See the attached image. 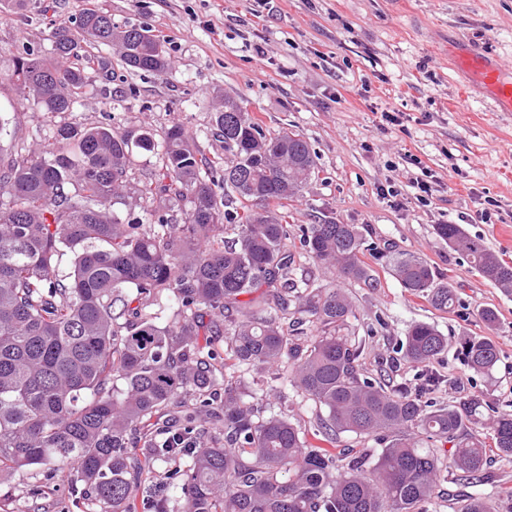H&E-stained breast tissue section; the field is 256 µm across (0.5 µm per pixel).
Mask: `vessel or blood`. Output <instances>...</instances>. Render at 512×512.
Listing matches in <instances>:
<instances>
[{
  "label": "vessel or blood",
  "mask_w": 512,
  "mask_h": 512,
  "mask_svg": "<svg viewBox=\"0 0 512 512\" xmlns=\"http://www.w3.org/2000/svg\"><path fill=\"white\" fill-rule=\"evenodd\" d=\"M450 60L457 70L469 75L500 111L512 112V70L506 69L497 56L455 49Z\"/></svg>",
  "instance_id": "1"
}]
</instances>
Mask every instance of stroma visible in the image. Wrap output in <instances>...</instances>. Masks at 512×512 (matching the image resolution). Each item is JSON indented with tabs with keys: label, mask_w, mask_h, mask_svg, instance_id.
I'll list each match as a JSON object with an SVG mask.
<instances>
[{
	"label": "stroma",
	"mask_w": 512,
	"mask_h": 512,
	"mask_svg": "<svg viewBox=\"0 0 512 512\" xmlns=\"http://www.w3.org/2000/svg\"><path fill=\"white\" fill-rule=\"evenodd\" d=\"M38 10H17L0 0V52L30 47L49 54V35L73 25L91 7L116 25H139L164 39L170 71L140 75L123 69L116 50L94 57L93 91L77 111L47 118L20 103L14 83L0 80V110L18 136L44 140L53 124L90 125L114 115L121 128L164 130L182 123L203 154L221 152L213 117L225 99L236 100L265 129L296 130L317 156L319 176L288 204L289 224L333 217L365 227L376 244L420 254L456 290L459 303L439 310L405 292L384 261L364 255L374 285L346 283L367 333L363 362L380 368L408 327L435 325L450 346L431 369L446 377L433 395L446 404L489 391L499 410L512 411V295L486 281L435 232L459 224L512 264V112L494 111L481 96L461 97L448 66L458 42L499 56L512 68V0H37ZM404 114L402 125L382 123L385 111ZM431 178V204L420 203L415 181ZM395 184L400 206L380 194ZM496 201L494 223H482L485 200ZM499 323L488 328L482 309ZM473 336L500 349L496 386L473 372L458 353ZM496 486L447 482L428 512H451L472 496L497 502L512 489V462L494 459ZM498 504L512 512V504Z\"/></svg>",
	"instance_id": "obj_1"
}]
</instances>
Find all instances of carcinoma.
Returning a JSON list of instances; mask_svg holds the SVG:
<instances>
[{"label": "carcinoma", "mask_w": 512, "mask_h": 512, "mask_svg": "<svg viewBox=\"0 0 512 512\" xmlns=\"http://www.w3.org/2000/svg\"><path fill=\"white\" fill-rule=\"evenodd\" d=\"M80 39L119 47L131 73L170 67L160 36L87 9L52 32L53 57L1 54L0 77L37 111L69 112L88 89ZM215 135L224 154L212 157L181 124L160 137L64 124L35 147L13 141L0 113V142L12 141L0 145V473L73 471L98 512H134L164 465L176 507L156 512H427L450 476L491 483L489 457L512 459V413L484 394L433 401L442 378L429 364L448 338L426 322L409 326L394 363L415 371L412 386L368 371L351 296L297 280L285 212L239 200L299 196L318 174L308 142L264 130L231 100ZM140 153L159 165L138 179ZM143 200L141 217L132 203ZM436 233L512 294V265L481 239L459 224ZM299 242L343 280L373 286L361 259L371 251L410 295L437 309L456 303L424 258L379 251L358 224H310ZM461 351L494 379L491 338ZM276 386L279 400L287 389L319 413L263 403ZM312 431L352 444L311 448Z\"/></svg>", "instance_id": "cac0c4a2"}]
</instances>
